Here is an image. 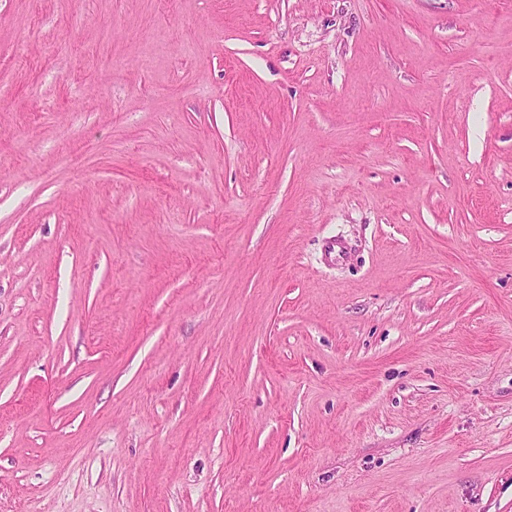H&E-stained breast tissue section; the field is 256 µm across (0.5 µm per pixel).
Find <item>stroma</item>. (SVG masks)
Listing matches in <instances>:
<instances>
[{"label":"stroma","instance_id":"stroma-1","mask_svg":"<svg viewBox=\"0 0 512 512\" xmlns=\"http://www.w3.org/2000/svg\"><path fill=\"white\" fill-rule=\"evenodd\" d=\"M0 512H512V0H0Z\"/></svg>","mask_w":512,"mask_h":512}]
</instances>
